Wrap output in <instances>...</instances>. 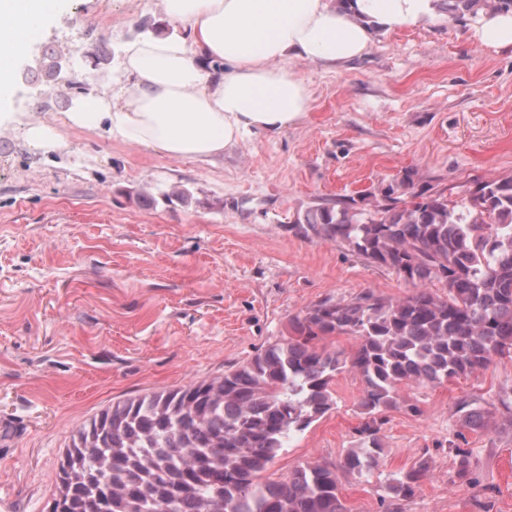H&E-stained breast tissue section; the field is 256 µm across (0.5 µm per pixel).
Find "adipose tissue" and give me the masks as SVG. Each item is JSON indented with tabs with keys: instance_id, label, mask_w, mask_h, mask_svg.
Returning a JSON list of instances; mask_svg holds the SVG:
<instances>
[{
	"instance_id": "ef3b65f1",
	"label": "adipose tissue",
	"mask_w": 512,
	"mask_h": 512,
	"mask_svg": "<svg viewBox=\"0 0 512 512\" xmlns=\"http://www.w3.org/2000/svg\"><path fill=\"white\" fill-rule=\"evenodd\" d=\"M182 34L125 48L124 81L73 101L70 126L107 128L160 155L208 161L248 132L277 134L305 117L311 91L295 65L336 69L366 55L376 33L435 21L440 0H162ZM62 0H0V103L14 62L38 41ZM477 40L512 50V6H459Z\"/></svg>"
}]
</instances>
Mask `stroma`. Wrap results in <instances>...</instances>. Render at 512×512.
Wrapping results in <instances>:
<instances>
[{"mask_svg": "<svg viewBox=\"0 0 512 512\" xmlns=\"http://www.w3.org/2000/svg\"><path fill=\"white\" fill-rule=\"evenodd\" d=\"M475 25L383 32L338 70L297 63L312 91L307 116L201 162L66 125L75 97L111 92L126 42L176 28L161 0H64L19 58L0 115V512H46L78 430L113 403L223 374L322 298L410 293L347 246L288 226L306 210L379 193L407 169L455 199L473 179L512 175V51L481 45ZM100 50L109 62L97 68ZM47 52L65 61L51 82L40 70ZM39 119L61 147L29 141ZM175 186L192 205L162 200ZM144 190L155 206L137 203ZM332 389V410L288 440L263 480L356 447L361 380L345 371ZM472 393L487 403L512 395V359L404 388L422 413L390 411L370 474H341L349 512H382L386 484L425 453L432 470L405 512H478L480 498L512 512V429L464 431L453 407ZM460 432L480 484L454 478L444 444Z\"/></svg>", "mask_w": 512, "mask_h": 512, "instance_id": "obj_1", "label": "stroma"}]
</instances>
